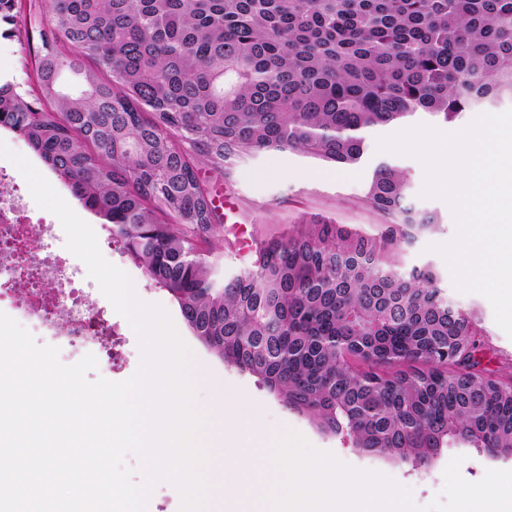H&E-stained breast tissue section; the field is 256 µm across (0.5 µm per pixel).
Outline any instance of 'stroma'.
<instances>
[{
    "label": "stroma",
    "mask_w": 512,
    "mask_h": 512,
    "mask_svg": "<svg viewBox=\"0 0 512 512\" xmlns=\"http://www.w3.org/2000/svg\"><path fill=\"white\" fill-rule=\"evenodd\" d=\"M40 47L38 31L20 24L15 26L11 37H0V78L20 83L30 102L35 99V56ZM383 162L408 173V201L412 207L438 217L432 230L416 234L411 241L385 244L383 256L407 274L433 270L445 299L473 320L477 371L500 381L512 380V338L497 325L491 304L481 295L457 292L442 257L427 249L428 244L449 241L455 233V224L444 202L420 198L423 169L413 158L380 153L371 146L357 167L336 168L296 152L261 150L231 160L220 174L200 169L199 175L210 189L218 219L214 234L196 239L197 251L218 272L230 276L250 262L256 242L286 235L301 224H333L345 234L380 236L389 221L366 205L363 195L375 167ZM50 183L61 196L67 197L74 212L93 227L103 256L130 275L138 297L161 304L170 314L189 350L191 371L199 378L198 405L212 420L211 428L204 435L207 445L216 447L223 442L221 407L240 403L258 414L264 424L260 447H269L274 437L286 431L299 432L315 448L332 452L351 466L394 478L411 489L419 505L428 504L441 490L443 471L452 457L463 456L461 474L470 482L479 481L489 468L512 470V455H492L467 445L442 448L429 465L416 469L390 455L355 448L348 437L322 430L309 416L284 406L258 377L224 362L211 351L188 327L171 295L151 283L138 264L113 245L109 225L101 223L76 199L70 198L68 189L58 178H51ZM97 302L120 335V356L113 365L99 362L87 378L126 380L140 363L136 334L105 297H98Z\"/></svg>",
    "instance_id": "1"
}]
</instances>
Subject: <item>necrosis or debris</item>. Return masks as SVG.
I'll return each instance as SVG.
<instances>
[{"label":"necrosis or debris","mask_w":512,"mask_h":512,"mask_svg":"<svg viewBox=\"0 0 512 512\" xmlns=\"http://www.w3.org/2000/svg\"><path fill=\"white\" fill-rule=\"evenodd\" d=\"M27 212L21 192L0 193V274H7L12 288L22 296L40 297V307L28 309L27 314L49 336H62L64 343L77 352L90 349L98 354H111L112 329L92 292L84 286L81 268L51 246L41 255L21 249L20 241L29 226ZM47 278L58 285L56 294L50 298L41 294V283ZM55 306L69 314L68 328L61 333L47 319L49 309Z\"/></svg>","instance_id":"4bbe7bcc"}]
</instances>
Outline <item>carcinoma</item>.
I'll return each instance as SVG.
<instances>
[{"label":"carcinoma","instance_id":"obj_1","mask_svg":"<svg viewBox=\"0 0 512 512\" xmlns=\"http://www.w3.org/2000/svg\"><path fill=\"white\" fill-rule=\"evenodd\" d=\"M25 22L39 25L47 107L0 82V129L112 225L114 244H134L217 355L321 428L354 418L357 444L401 462L450 439L512 455V390L470 393L473 322L448 325L431 270L406 277L376 240L312 224L261 242L213 290L180 229L213 224L198 160L222 171L275 149L350 168L374 131L512 95V0H46ZM408 189L381 163L363 196L397 244L437 224L406 205ZM401 362L412 371L381 372Z\"/></svg>","mask_w":512,"mask_h":512}]
</instances>
